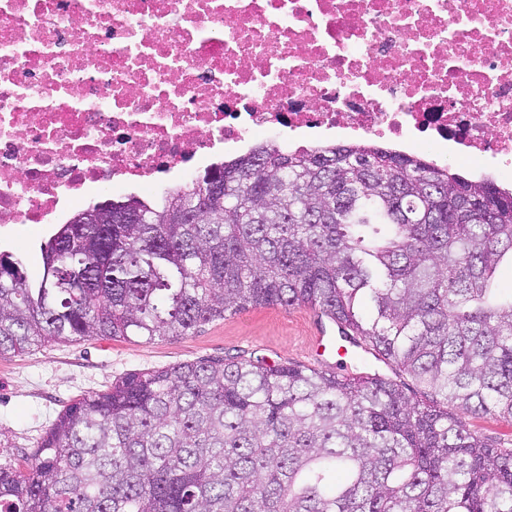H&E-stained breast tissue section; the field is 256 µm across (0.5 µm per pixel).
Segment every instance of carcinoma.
Segmentation results:
<instances>
[{
    "instance_id": "carcinoma-1",
    "label": "carcinoma",
    "mask_w": 512,
    "mask_h": 512,
    "mask_svg": "<svg viewBox=\"0 0 512 512\" xmlns=\"http://www.w3.org/2000/svg\"><path fill=\"white\" fill-rule=\"evenodd\" d=\"M0 251V356L187 336L309 307L410 376L260 356L128 374L62 409L32 460L0 454V512H512V191L376 144L212 165L191 193L96 203ZM471 428L494 442L499 448H512V425L501 422L495 418H470Z\"/></svg>"
}]
</instances>
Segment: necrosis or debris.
Instances as JSON below:
<instances>
[{"label": "necrosis or debris", "mask_w": 512, "mask_h": 512, "mask_svg": "<svg viewBox=\"0 0 512 512\" xmlns=\"http://www.w3.org/2000/svg\"><path fill=\"white\" fill-rule=\"evenodd\" d=\"M377 138L512 178V0H0V224Z\"/></svg>", "instance_id": "obj_1"}]
</instances>
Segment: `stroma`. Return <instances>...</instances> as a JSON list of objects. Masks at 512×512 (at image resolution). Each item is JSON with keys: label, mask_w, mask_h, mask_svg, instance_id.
<instances>
[{"label": "stroma", "mask_w": 512, "mask_h": 512, "mask_svg": "<svg viewBox=\"0 0 512 512\" xmlns=\"http://www.w3.org/2000/svg\"><path fill=\"white\" fill-rule=\"evenodd\" d=\"M336 331L307 307L251 308L166 340L91 338L51 343L29 353L0 357V450L32 456L36 442L72 400L105 389L129 373L202 357L264 356L305 365L321 356V369L343 374Z\"/></svg>", "instance_id": "35a3bbf8"}]
</instances>
